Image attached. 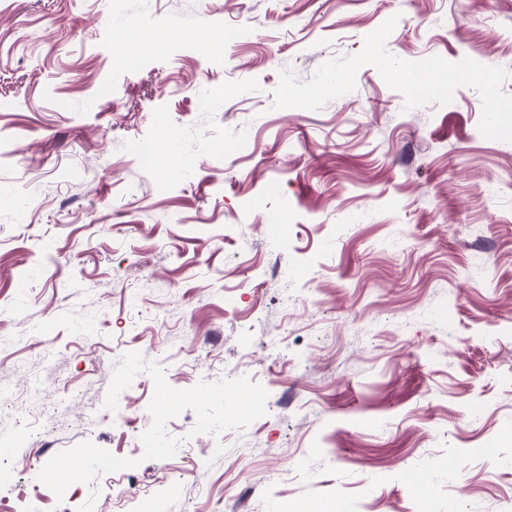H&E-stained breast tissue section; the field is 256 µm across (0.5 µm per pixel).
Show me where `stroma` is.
Masks as SVG:
<instances>
[{
    "mask_svg": "<svg viewBox=\"0 0 512 512\" xmlns=\"http://www.w3.org/2000/svg\"><path fill=\"white\" fill-rule=\"evenodd\" d=\"M392 16L400 59L512 71V0H0L20 512H59L36 476L87 440L138 465L75 483L69 512H122L130 484L158 512H512V143L481 135L475 89L408 111L371 65L320 110L274 105L280 70L310 80ZM141 141L182 170L140 166ZM132 351L177 389L248 378L267 413L192 438L184 411L176 455L143 459L150 375L104 406Z\"/></svg>",
    "mask_w": 512,
    "mask_h": 512,
    "instance_id": "35a3bbf8",
    "label": "stroma"
}]
</instances>
